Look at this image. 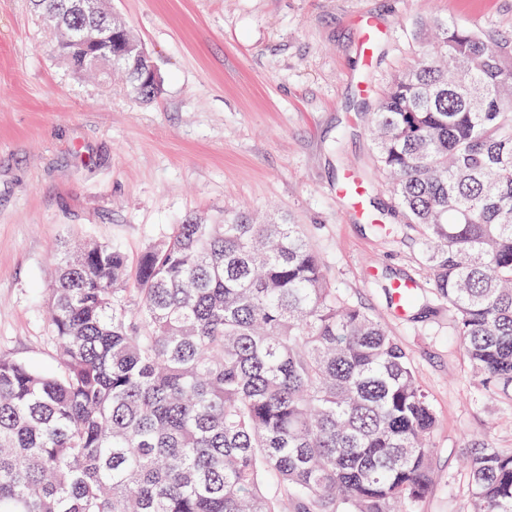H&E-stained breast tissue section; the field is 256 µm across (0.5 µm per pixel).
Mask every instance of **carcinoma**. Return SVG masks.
Masks as SVG:
<instances>
[{
	"label": "carcinoma",
	"instance_id": "obj_1",
	"mask_svg": "<svg viewBox=\"0 0 512 512\" xmlns=\"http://www.w3.org/2000/svg\"><path fill=\"white\" fill-rule=\"evenodd\" d=\"M69 4H31L57 52L88 70L110 21L131 91L155 97L125 25ZM430 28L372 112L375 165L434 244L430 286L472 374L512 397V42ZM46 294L62 372L0 358V512H396L429 492L436 410L300 225L189 219L133 278L118 248L64 244ZM466 453L471 512H512V448Z\"/></svg>",
	"mask_w": 512,
	"mask_h": 512
}]
</instances>
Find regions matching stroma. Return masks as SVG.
Returning <instances> with one entry per match:
<instances>
[{"label": "stroma", "instance_id": "35a3bbf8", "mask_svg": "<svg viewBox=\"0 0 512 512\" xmlns=\"http://www.w3.org/2000/svg\"><path fill=\"white\" fill-rule=\"evenodd\" d=\"M152 55L151 100L80 76L28 0H0V358L56 370L45 290L60 238L137 262L187 219L227 211L302 225L342 294L382 316L432 401L433 485L414 512H469L465 450L512 448V399L470 375L437 299L401 315L388 289L429 284L373 165L367 112L413 58V25L512 37V0H107ZM376 21L371 58L359 21ZM366 182L361 203L344 177Z\"/></svg>", "mask_w": 512, "mask_h": 512}]
</instances>
